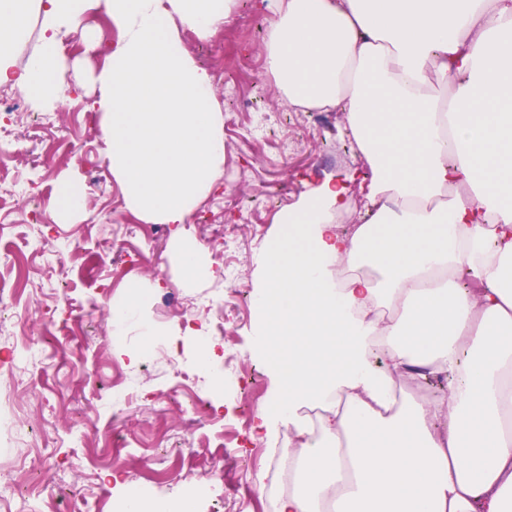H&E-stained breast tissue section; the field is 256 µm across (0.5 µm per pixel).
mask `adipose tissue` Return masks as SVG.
<instances>
[{"label":"adipose tissue","mask_w":512,"mask_h":512,"mask_svg":"<svg viewBox=\"0 0 512 512\" xmlns=\"http://www.w3.org/2000/svg\"><path fill=\"white\" fill-rule=\"evenodd\" d=\"M267 2L268 72L291 105L345 112L371 169L352 232L356 175H327L256 257L254 436H294L277 512H512V0ZM95 3L119 33L91 75L112 174L147 220L187 223L224 175V115L176 26L210 34L233 0H0V87L62 101V38L101 42ZM39 24L32 20L25 32V35L17 43L12 56V62L16 67H23L31 55L39 46Z\"/></svg>","instance_id":"1"}]
</instances>
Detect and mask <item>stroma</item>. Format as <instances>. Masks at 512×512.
I'll list each match as a JSON object with an SVG mask.
<instances>
[{"mask_svg":"<svg viewBox=\"0 0 512 512\" xmlns=\"http://www.w3.org/2000/svg\"><path fill=\"white\" fill-rule=\"evenodd\" d=\"M275 21L264 0H236L232 20L208 36L181 28L187 55L213 76L224 111V177L187 223H149L129 211L106 157L98 96L90 75L108 61L117 40L103 9L85 27L105 46L88 49L80 33L62 40L72 62L67 97L51 112L32 104L0 116L12 140L0 153V275L14 278L18 256L31 257L28 278L0 309V512H119L130 496L187 499L194 512H269L255 477L269 443L242 439L255 421L239 381L248 371L261 390L270 378L252 354L255 255L277 230V214L295 203L309 176L356 166L346 115L329 124L297 116L265 69L266 32ZM76 177L87 217L59 224L51 208L57 181ZM235 228L239 278H224V231ZM192 238L212 263L209 276L185 283L171 256L177 235ZM151 285L143 309L162 331L154 354L130 361L144 338L127 323L124 351L113 345L110 302L131 283ZM176 293L177 306L164 294ZM228 301L223 383L200 370L197 339L184 314L212 321L208 305ZM31 309L29 336L15 333L11 314ZM221 402L193 418L192 396ZM125 474L115 486L113 470Z\"/></svg>","mask_w":512,"mask_h":512,"instance_id":"stroma-1","label":"stroma"}]
</instances>
